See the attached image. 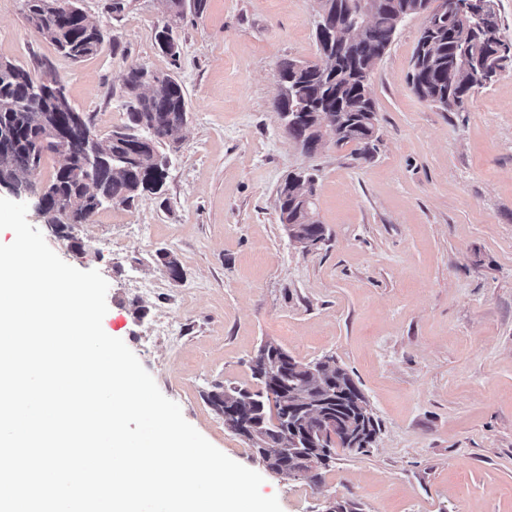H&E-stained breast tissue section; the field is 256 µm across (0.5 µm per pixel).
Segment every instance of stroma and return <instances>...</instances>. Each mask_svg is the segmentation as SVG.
Masks as SVG:
<instances>
[{
    "instance_id": "1",
    "label": "stroma",
    "mask_w": 512,
    "mask_h": 512,
    "mask_svg": "<svg viewBox=\"0 0 512 512\" xmlns=\"http://www.w3.org/2000/svg\"><path fill=\"white\" fill-rule=\"evenodd\" d=\"M315 7L207 0L175 30L173 59L155 46L156 0H125L118 14L112 0H83L119 48L75 61L33 33L23 0H0V59L49 67L97 134L123 122L133 66L170 73L187 97L162 193L72 226L84 254L36 209L27 219L65 262L102 274L104 331L211 444L262 473L282 512H321L328 493L363 512H512V72L459 112L421 100L410 73L425 19L413 17L371 78L373 157L349 144L309 155L274 109V69L316 59ZM299 172L316 177L326 229L309 253L275 210ZM269 339L305 363L335 357L380 424L371 447L336 449L315 479L266 471L207 396L254 386L250 361Z\"/></svg>"
}]
</instances>
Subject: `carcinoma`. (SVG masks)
I'll return each mask as SVG.
<instances>
[{"instance_id":"1","label":"carcinoma","mask_w":512,"mask_h":512,"mask_svg":"<svg viewBox=\"0 0 512 512\" xmlns=\"http://www.w3.org/2000/svg\"><path fill=\"white\" fill-rule=\"evenodd\" d=\"M192 2L198 13L206 0H165L166 20L157 28L158 50L172 58L179 56L173 48L174 30L184 17L186 2ZM26 19L39 20L35 34L49 41L65 56L80 60L101 51L105 35L96 25L85 22L78 14L57 16L53 0H23ZM375 10L361 37L349 44L337 62L325 65L305 63L294 81L287 85L289 93L276 103L279 112L345 111L348 102L361 100L359 82L353 71L359 66L375 68L394 36L393 10L410 17L426 0H374ZM503 38L496 12L480 20L462 21L454 13L442 14L425 25L412 56L411 82L423 100L439 105L450 99L455 108L464 107L478 87L463 68V56L483 59L495 52ZM34 76L25 66L7 61L0 68V137L10 145L0 149V181L21 192L40 195L36 211L44 223L65 233L73 221L93 223L97 212L106 204L129 207L145 192L161 188L151 178L152 171L166 163L162 148L173 133L182 128L187 118L186 92L181 83L167 73L138 65L129 70L124 80L125 119L107 136L98 135L85 122L69 127L68 140L48 137L47 129L68 120L69 113L51 99L34 101ZM318 130L299 120L291 125L289 137L306 142L317 137ZM335 143L356 146L358 158L373 157L377 138L346 115L345 125L334 131ZM59 159V166L42 186L32 181L38 163L47 155ZM290 176L277 194V216L288 214V223H297L294 181ZM288 352L274 341L266 343L252 359V373L262 385L259 391L244 387H227L221 394L208 396L213 409L224 412V406H238V417L232 427L250 429L248 441L253 454L272 469L288 468L292 477L304 476L307 468L300 456L280 454L284 435L280 415L268 412L267 402L279 401L281 395L310 408L309 424L319 425L330 415H337L344 425L357 433V445L344 441L342 447L362 450L374 443L379 431L368 401L348 372L332 357L326 361L289 362Z\"/></svg>"}]
</instances>
